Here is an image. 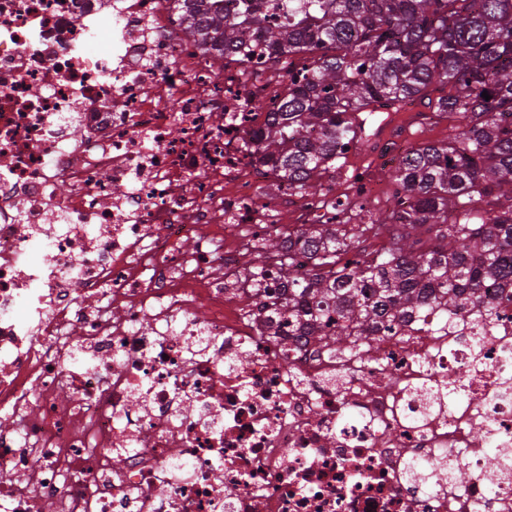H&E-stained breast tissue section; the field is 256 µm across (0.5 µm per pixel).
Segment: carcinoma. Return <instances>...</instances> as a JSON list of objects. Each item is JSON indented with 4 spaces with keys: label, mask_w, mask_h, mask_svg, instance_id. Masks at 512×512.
Returning a JSON list of instances; mask_svg holds the SVG:
<instances>
[{
    "label": "carcinoma",
    "mask_w": 512,
    "mask_h": 512,
    "mask_svg": "<svg viewBox=\"0 0 512 512\" xmlns=\"http://www.w3.org/2000/svg\"><path fill=\"white\" fill-rule=\"evenodd\" d=\"M170 3L213 75L231 62L281 65L283 91L250 103L258 130L245 146L276 189L318 195L329 213L286 240L255 238L260 262L224 274V287L278 277L288 293L275 328L300 321L309 343L335 352L435 309L462 311L491 284L512 287V0H287L275 26L256 0L231 18L217 0ZM415 101L448 120V140L411 145L386 209L324 192V175L367 149L351 143L374 133L377 112ZM369 234L388 245L359 249Z\"/></svg>",
    "instance_id": "carcinoma-1"
}]
</instances>
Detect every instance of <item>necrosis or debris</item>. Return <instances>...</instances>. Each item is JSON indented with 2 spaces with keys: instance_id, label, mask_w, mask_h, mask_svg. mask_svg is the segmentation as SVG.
<instances>
[{
  "instance_id": "4bbe7bcc",
  "label": "necrosis or debris",
  "mask_w": 512,
  "mask_h": 512,
  "mask_svg": "<svg viewBox=\"0 0 512 512\" xmlns=\"http://www.w3.org/2000/svg\"><path fill=\"white\" fill-rule=\"evenodd\" d=\"M162 3L0 0V512H512V290L374 365L271 335L224 287L271 175L229 107L271 84L192 76ZM411 461L470 478L426 493Z\"/></svg>"
}]
</instances>
